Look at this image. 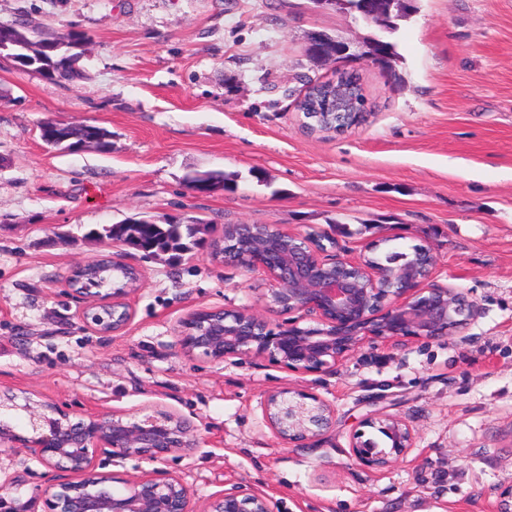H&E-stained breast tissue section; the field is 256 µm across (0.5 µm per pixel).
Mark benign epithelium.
Wrapping results in <instances>:
<instances>
[{"label":"benign epithelium","mask_w":512,"mask_h":512,"mask_svg":"<svg viewBox=\"0 0 512 512\" xmlns=\"http://www.w3.org/2000/svg\"><path fill=\"white\" fill-rule=\"evenodd\" d=\"M27 44L21 39L0 44V59L25 68ZM344 42L308 43L306 52L327 62L349 54ZM356 75L337 69L327 80H313L298 102L310 99L311 112H363L357 99ZM253 224H227L215 245L224 249V262L243 264L262 274L266 288L259 301L280 320L272 321L249 307L189 312L179 337L181 352L200 354L213 362L261 359L297 374L324 372L356 354L366 343L380 340L401 351L413 342L441 341L465 330L477 317V304L455 288L428 283L434 257L420 251L421 263L397 273L339 254L321 255L316 239L292 234L274 224L259 238ZM127 288L112 294V321L107 334L117 335L131 313ZM310 318L315 325L300 326ZM263 418L289 447L308 448L336 423V409L318 395L301 388L268 392L261 403ZM26 413L21 433L3 419V412ZM363 426L388 437V450L377 448L365 432L350 439V456L363 467L380 470L402 459L414 447L415 433L398 415L378 411ZM197 426L188 418L160 408H142L126 415L94 414L78 422L49 401L20 405L0 401V447H7L64 479L47 490L46 512H279L278 501L246 482L212 496L200 507L187 484L160 469L121 480L98 471L97 458L148 459L189 454L198 447Z\"/></svg>","instance_id":"benign-epithelium-1"}]
</instances>
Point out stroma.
Instances as JSON below:
<instances>
[{"instance_id":"stroma-1","label":"stroma","mask_w":512,"mask_h":512,"mask_svg":"<svg viewBox=\"0 0 512 512\" xmlns=\"http://www.w3.org/2000/svg\"><path fill=\"white\" fill-rule=\"evenodd\" d=\"M390 34L391 71L358 54L379 27L312 0H0V23L91 42L84 79L66 85L0 62V395L49 400L71 419L158 406L198 427L169 457L199 503L249 482L280 512H496L512 485V0H415ZM323 32L350 43L364 121L309 134L295 106L307 80L331 77L305 46ZM107 128L112 151L48 149L43 123ZM220 172L207 194L188 184ZM146 216L274 224L331 235L348 258L373 239L430 247L432 280L479 307L462 333L404 350L366 344L336 369L295 374L255 359L181 353L191 309L257 306L262 276L199 249L179 264L145 258L90 228ZM140 268L133 316L117 335L83 319L98 296L66 277L102 255ZM313 392L336 409L316 446L282 445L265 395ZM380 410L416 444L383 470L354 464L351 433ZM0 451V481L21 475L9 512H44L54 475Z\"/></svg>"}]
</instances>
